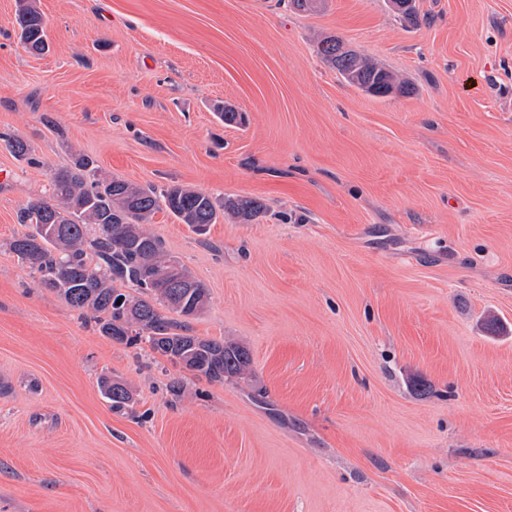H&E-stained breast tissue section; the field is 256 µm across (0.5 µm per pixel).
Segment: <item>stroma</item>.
Masks as SVG:
<instances>
[{
	"label": "stroma",
	"mask_w": 512,
	"mask_h": 512,
	"mask_svg": "<svg viewBox=\"0 0 512 512\" xmlns=\"http://www.w3.org/2000/svg\"><path fill=\"white\" fill-rule=\"evenodd\" d=\"M416 2L35 0L34 56L0 0V132L37 160L0 141V512H512V0ZM327 34L411 95L346 84ZM77 152L264 204L206 246L150 225L247 380L101 336L22 268L16 213ZM101 383L107 398L112 402V410H125L132 403L133 393L121 381L105 377Z\"/></svg>",
	"instance_id": "35a3bbf8"
}]
</instances>
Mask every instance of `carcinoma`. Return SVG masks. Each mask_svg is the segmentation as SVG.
Here are the masks:
<instances>
[{
	"label": "carcinoma",
	"mask_w": 512,
	"mask_h": 512,
	"mask_svg": "<svg viewBox=\"0 0 512 512\" xmlns=\"http://www.w3.org/2000/svg\"><path fill=\"white\" fill-rule=\"evenodd\" d=\"M16 24L19 40L36 55L49 50L46 24L33 0H20ZM318 53L341 78L363 92L384 97L410 93L407 85L382 67L326 36ZM224 124H243L245 116L217 105ZM19 158L30 154L28 143L0 133ZM52 195L19 208L17 223L27 231L16 235L10 250L38 285L72 309L88 315L98 332L116 342L144 340L160 357L210 382L243 379L250 351L239 343L190 333L189 320L208 302L207 288L165 252L163 241L148 228L153 215L168 210L197 235L229 213L250 222L263 212L256 199H227L222 204L207 193L183 185L158 191L120 178H107L89 156L76 153L70 165L52 173ZM112 409L133 401L124 383L103 378Z\"/></svg>",
	"instance_id": "cac0c4a2"
}]
</instances>
